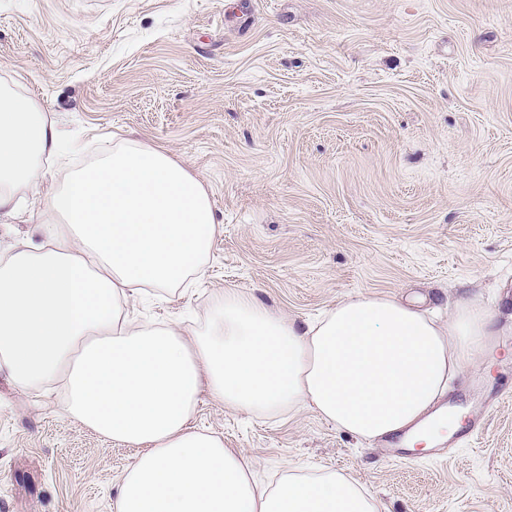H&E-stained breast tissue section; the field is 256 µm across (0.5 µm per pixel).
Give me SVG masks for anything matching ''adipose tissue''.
<instances>
[{
	"label": "adipose tissue",
	"mask_w": 512,
	"mask_h": 512,
	"mask_svg": "<svg viewBox=\"0 0 512 512\" xmlns=\"http://www.w3.org/2000/svg\"><path fill=\"white\" fill-rule=\"evenodd\" d=\"M66 147L46 107L0 85V216H18L45 159ZM45 240L0 260V372L21 388L62 382L67 411L137 451L116 512H381L333 469L252 458L192 427L202 395L259 417L310 409L364 441L414 432L493 346L492 312L457 302L447 324L389 296L357 295L313 320L215 291L193 328L138 323L143 296L200 277L218 221L208 190L168 152L135 139L68 170L40 213Z\"/></svg>",
	"instance_id": "ef3b65f1"
}]
</instances>
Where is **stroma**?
<instances>
[{
  "label": "stroma",
  "instance_id": "obj_1",
  "mask_svg": "<svg viewBox=\"0 0 512 512\" xmlns=\"http://www.w3.org/2000/svg\"><path fill=\"white\" fill-rule=\"evenodd\" d=\"M43 102L79 146L167 150L210 192L206 275L144 308L202 313L235 288L287 317L401 298L495 316V346L448 391L485 411L475 440L407 462L308 409L257 418L202 397L196 427L253 458L330 467L382 512H512V0H0V82ZM63 173L38 177L0 258L42 242ZM136 454L0 373V512H115Z\"/></svg>",
  "mask_w": 512,
  "mask_h": 512
}]
</instances>
